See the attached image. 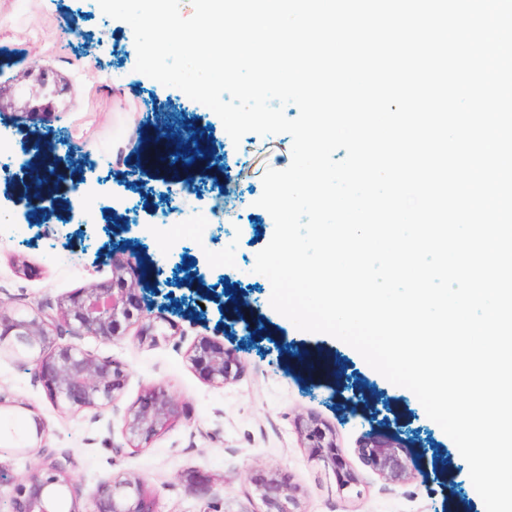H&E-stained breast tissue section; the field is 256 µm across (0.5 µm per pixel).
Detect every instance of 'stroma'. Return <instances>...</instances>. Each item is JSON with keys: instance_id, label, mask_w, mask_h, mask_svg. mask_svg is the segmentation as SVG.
I'll return each mask as SVG.
<instances>
[{"instance_id": "obj_1", "label": "stroma", "mask_w": 512, "mask_h": 512, "mask_svg": "<svg viewBox=\"0 0 512 512\" xmlns=\"http://www.w3.org/2000/svg\"><path fill=\"white\" fill-rule=\"evenodd\" d=\"M133 45L130 25L105 15L97 0H0V164H12L28 150L17 125L29 107L42 106L52 137L68 142L87 179L101 184L98 196L73 206L67 224L52 214L31 224L23 207L0 203V311H36L54 319L70 294L110 282L114 209L126 216L129 237L161 255V280L175 283L189 275L216 289L233 283L257 305L276 338L248 343L242 326H230L243 370L223 386L193 369L189 351L199 330L186 321L175 330L160 324L152 341L140 340L132 328L110 341L74 338L83 351L119 363L127 373L112 406L78 412L48 399L33 364L2 355L0 472L21 480L40 466L41 456L14 448L16 438L39 425L41 445L70 457L83 489L113 474L137 477L154 496L156 512H261L250 481L255 469L289 474L300 488L302 512H485L466 461L411 390L389 382L348 344L299 330L271 306V283L253 267L274 222L256 201L265 172L290 166L291 136L250 132L233 143L208 107L136 71ZM165 110L210 129L213 152L228 173L223 189L202 183L193 193L169 194L161 182L124 177L135 131L153 125ZM281 341L337 361L347 376L375 392L382 414L394 406L403 410L394 427L447 464L455 497H448L430 466L411 471L401 483L379 475L358 450L362 419L351 417L331 388L307 386L282 368ZM154 386L163 387L182 413L137 449L125 435V415ZM311 414L331 428L359 479L358 493L339 491L331 468L303 448L294 422ZM193 475L212 478L216 496L203 500L191 493Z\"/></svg>"}]
</instances>
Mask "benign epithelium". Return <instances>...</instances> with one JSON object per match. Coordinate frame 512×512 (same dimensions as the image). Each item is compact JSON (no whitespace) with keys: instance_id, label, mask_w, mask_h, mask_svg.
<instances>
[{"instance_id":"obj_1","label":"benign epithelium","mask_w":512,"mask_h":512,"mask_svg":"<svg viewBox=\"0 0 512 512\" xmlns=\"http://www.w3.org/2000/svg\"><path fill=\"white\" fill-rule=\"evenodd\" d=\"M27 136L34 145H44L46 151L55 152L53 174L24 199L25 205L35 212L47 202L60 204V193L80 178L73 174L72 159L54 151L49 136L41 129L33 126L27 130ZM136 140L138 150L132 163L136 164L138 173L151 178L159 177L156 167L181 148V141L158 140L144 128L138 131ZM193 157L194 163L185 171L164 179L167 187L178 185L190 193L199 183L224 178V171L213 165L209 146L196 145ZM125 231L122 224L112 225V283L78 291L62 301L56 333L49 332V324L37 312L27 318L0 314V353L29 357L46 395L55 403L77 411L111 405L124 388L127 373L122 365L96 359L74 344L57 343L62 336L91 335L111 340L137 324L139 336L152 338L156 336L157 321H167L169 311L179 312L191 324L206 328L210 323L209 309L202 308V302L216 306L221 326L231 321L245 325L248 336L254 339L273 336L258 309L233 289L224 292V298L219 300L211 295L210 289L191 283L189 287L198 296L199 304L181 310V300L174 292L161 288L156 278L158 259L146 254L137 241L126 238ZM126 273L130 278L124 277ZM189 360L203 380L221 385L236 380L242 369L238 348L227 347L207 334L196 339ZM280 362L292 364L296 374L309 385H323L329 378L336 379L334 369L325 367L326 359L321 354L292 355L284 349ZM344 404L351 414L369 423L359 444L360 454L367 463L392 482L405 480L409 466L417 465L425 449L372 420V404L366 396L346 397ZM178 417V404L164 388L155 386L129 409L125 432L131 442L147 441ZM295 428L312 458L333 469L340 490L357 485V478L347 468L335 439L316 417L298 419ZM19 449L43 456V463L15 485L0 472V506H7V512H61L62 492L76 485L68 468L70 460L62 461L46 453L43 446L22 443ZM250 480L260 496L263 512H299L300 489L288 475L260 469L251 474ZM9 485L12 490L5 501L1 488ZM87 500L91 505L88 512H155L154 501L144 484L123 475L97 484L88 491Z\"/></svg>"}]
</instances>
